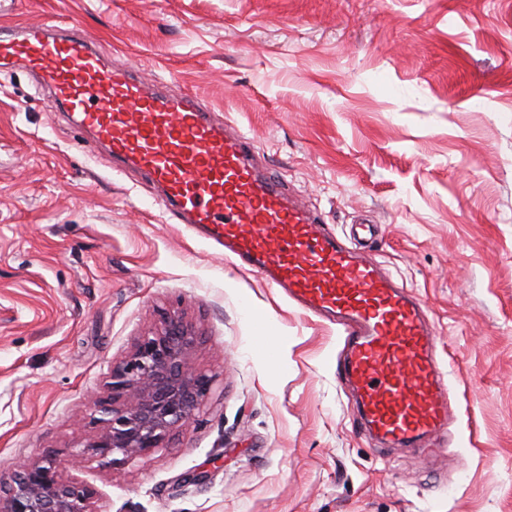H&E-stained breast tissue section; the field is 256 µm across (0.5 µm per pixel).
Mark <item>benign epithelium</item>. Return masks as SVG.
<instances>
[{
    "label": "benign epithelium",
    "instance_id": "benign-epithelium-1",
    "mask_svg": "<svg viewBox=\"0 0 512 512\" xmlns=\"http://www.w3.org/2000/svg\"><path fill=\"white\" fill-rule=\"evenodd\" d=\"M197 344V335L182 316L164 313L160 326L112 365L107 383L112 402L91 407V422L100 431L69 463L92 456L105 464H121L162 447L170 434L188 426L213 382L192 367ZM63 465L55 449L45 448L19 470L0 473V512H95L93 492L64 479Z\"/></svg>",
    "mask_w": 512,
    "mask_h": 512
}]
</instances>
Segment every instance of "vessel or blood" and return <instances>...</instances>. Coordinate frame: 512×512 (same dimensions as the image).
Here are the masks:
<instances>
[{"label": "vessel or blood", "mask_w": 512, "mask_h": 512, "mask_svg": "<svg viewBox=\"0 0 512 512\" xmlns=\"http://www.w3.org/2000/svg\"><path fill=\"white\" fill-rule=\"evenodd\" d=\"M0 64L28 71L51 108L112 162L137 171L162 210L305 310L335 318L341 383L369 431L417 447L448 422L443 363L419 304L259 173L253 143L228 135L202 98L113 64L78 23L0 27Z\"/></svg>", "instance_id": "vessel-or-blood-1"}]
</instances>
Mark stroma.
I'll return each mask as SVG.
<instances>
[{
	"label": "stroma",
	"mask_w": 512,
	"mask_h": 512,
	"mask_svg": "<svg viewBox=\"0 0 512 512\" xmlns=\"http://www.w3.org/2000/svg\"><path fill=\"white\" fill-rule=\"evenodd\" d=\"M243 130L260 171L421 305L452 420L379 442L338 333L163 215L26 72L0 70V468L92 439L113 362L159 319L200 335L197 420L63 476L95 512H512V0H17ZM205 484L184 482L195 470Z\"/></svg>",
	"instance_id": "1"
}]
</instances>
